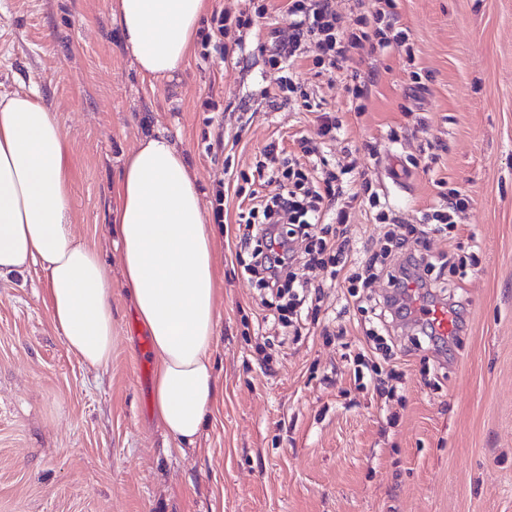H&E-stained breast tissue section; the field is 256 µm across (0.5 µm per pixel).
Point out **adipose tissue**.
Instances as JSON below:
<instances>
[{"instance_id": "adipose-tissue-1", "label": "adipose tissue", "mask_w": 512, "mask_h": 512, "mask_svg": "<svg viewBox=\"0 0 512 512\" xmlns=\"http://www.w3.org/2000/svg\"><path fill=\"white\" fill-rule=\"evenodd\" d=\"M207 0H114L138 71L162 81L188 57ZM70 147L37 93L0 96V278L46 275L51 321L84 365L112 362V277L71 224ZM110 213L122 286L156 362L154 418L195 445L216 401V235L181 151L147 135L126 157Z\"/></svg>"}]
</instances>
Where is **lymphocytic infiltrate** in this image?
Instances as JSON below:
<instances>
[{
  "label": "lymphocytic infiltrate",
  "mask_w": 512,
  "mask_h": 512,
  "mask_svg": "<svg viewBox=\"0 0 512 512\" xmlns=\"http://www.w3.org/2000/svg\"><path fill=\"white\" fill-rule=\"evenodd\" d=\"M248 2L247 9L216 10L206 19L198 31L201 60L236 52L242 47L244 32L273 12H286L292 19L288 33L272 32L269 42L259 47L266 67L278 74L275 89L265 91L264 96L272 110L302 107L315 111L317 122L316 138L300 139L302 157L287 158L281 156L276 144L266 146L263 155L267 164L259 174L278 184L279 191L252 204L259 217L246 221L239 237L241 248L251 251L246 274L267 292L265 308L273 310L285 326L299 327L304 308L318 310L322 296L320 286L305 275L314 266L328 270L330 280L345 279L350 297L359 302L364 299L363 289L379 277H386L391 287L403 288L417 269L449 267L447 255L435 257L424 253L423 248L431 237L447 234L455 225L458 214L471 205L469 196L449 190L446 205L427 209L418 223L405 224L373 191L369 177H362L358 191L348 194L341 175L329 169L327 161L312 167L305 163L306 158L318 155L320 143L335 140L340 123L324 108L313 107L310 94L295 79L294 66L306 63L322 73L349 68L348 93L356 101L367 98L376 74L362 70L360 51L374 43L408 55L413 52L408 31L397 24L395 0H374L346 27L340 24L334 0ZM362 196L375 209L377 222L386 227V246L364 254L355 263L356 272L348 275L344 269L351 263L353 249L349 209L351 202ZM327 219L334 225L332 239L299 249L298 240L309 237L312 227ZM395 252L404 253L405 260L391 270L386 260ZM453 269L458 274L465 271L461 265Z\"/></svg>",
  "instance_id": "obj_1"
}]
</instances>
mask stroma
I'll list each match as a JSON object with an SVG mask.
<instances>
[{"label":"stroma","instance_id":"stroma-1","mask_svg":"<svg viewBox=\"0 0 512 512\" xmlns=\"http://www.w3.org/2000/svg\"><path fill=\"white\" fill-rule=\"evenodd\" d=\"M112 2L0 0V95L37 90L59 115L72 151L71 222L111 271L115 334L108 369L88 368L51 323L44 272L0 279V512H512V0H396L415 59L364 54L378 76L360 113L346 70H296L342 122L326 157L343 166L358 151L403 223L439 206L441 187L473 199L429 242L433 255L478 254L466 276L448 274L433 291L460 330L439 349L412 321H388L391 357L374 361L400 376L391 398L354 377L369 348L346 286L310 270L324 287L320 310L291 338L235 246L251 197L276 190L251 176L265 146L294 152L316 129L314 114L270 111L261 95L276 75L258 46L290 17L260 20L228 57L190 53L159 83L132 66ZM208 95L222 111L201 112ZM150 133L181 150L206 215L224 198L214 227L217 401L184 450L153 418L155 360L110 225L123 161ZM391 156L405 186L383 174Z\"/></svg>","mask_w":512,"mask_h":512}]
</instances>
